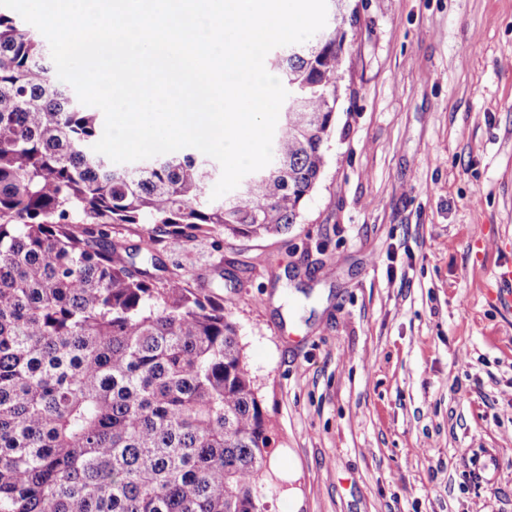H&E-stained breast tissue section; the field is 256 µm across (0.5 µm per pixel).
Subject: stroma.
<instances>
[{
    "label": "stroma",
    "mask_w": 512,
    "mask_h": 512,
    "mask_svg": "<svg viewBox=\"0 0 512 512\" xmlns=\"http://www.w3.org/2000/svg\"><path fill=\"white\" fill-rule=\"evenodd\" d=\"M327 164L283 236L160 243L275 425L268 512H512V0H346Z\"/></svg>",
    "instance_id": "obj_1"
}]
</instances>
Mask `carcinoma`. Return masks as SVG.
Here are the masks:
<instances>
[{
    "mask_svg": "<svg viewBox=\"0 0 512 512\" xmlns=\"http://www.w3.org/2000/svg\"><path fill=\"white\" fill-rule=\"evenodd\" d=\"M266 60L288 91L272 161L214 201L200 151L116 167L103 135L0 12V512H262L274 426L219 298L163 278L157 245L281 235L327 162L342 0ZM116 224H150L132 252Z\"/></svg>",
    "mask_w": 512,
    "mask_h": 512,
    "instance_id": "1",
    "label": "carcinoma"
}]
</instances>
